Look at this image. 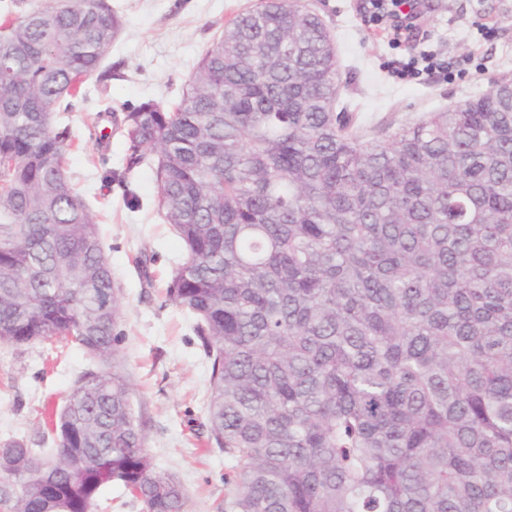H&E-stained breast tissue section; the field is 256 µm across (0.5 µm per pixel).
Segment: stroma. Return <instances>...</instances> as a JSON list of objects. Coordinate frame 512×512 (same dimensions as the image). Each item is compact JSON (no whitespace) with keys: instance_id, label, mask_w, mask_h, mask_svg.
<instances>
[{"instance_id":"stroma-1","label":"stroma","mask_w":512,"mask_h":512,"mask_svg":"<svg viewBox=\"0 0 512 512\" xmlns=\"http://www.w3.org/2000/svg\"><path fill=\"white\" fill-rule=\"evenodd\" d=\"M123 28L104 58L112 81L104 93L67 114L76 134L66 160L73 183L95 209L112 276L122 296L126 333L119 360L131 383L136 424L153 463L181 484L191 512H216L229 488L223 452L206 442L210 363L192 331L193 317L165 289L184 256L155 205L151 164L105 185V169L123 170L126 144L89 137L96 114L151 98L172 104L212 39L254 0H112ZM335 38L337 109L350 112L364 139L388 141L402 126L454 107L512 77V0H422L412 38L390 41L367 0H310ZM434 56L438 68L410 70ZM140 198L124 203V188ZM75 345H0V447L17 441L54 447L53 425L78 377L101 371Z\"/></svg>"}]
</instances>
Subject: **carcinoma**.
I'll use <instances>...</instances> for the list:
<instances>
[{
  "label": "carcinoma",
  "instance_id": "carcinoma-1",
  "mask_svg": "<svg viewBox=\"0 0 512 512\" xmlns=\"http://www.w3.org/2000/svg\"><path fill=\"white\" fill-rule=\"evenodd\" d=\"M112 0L0 17V344L61 338L82 375L0 512H190L144 451L117 356L121 296L63 115L112 70ZM336 42L301 0H256L177 103L101 112L125 171L153 164L184 245L167 298L210 361L218 512H512V79L364 140L336 111ZM102 504L110 505L106 509L99 510L106 512H140V505L134 504L126 495L124 488L117 484H112L105 488L101 494Z\"/></svg>",
  "mask_w": 512,
  "mask_h": 512
}]
</instances>
